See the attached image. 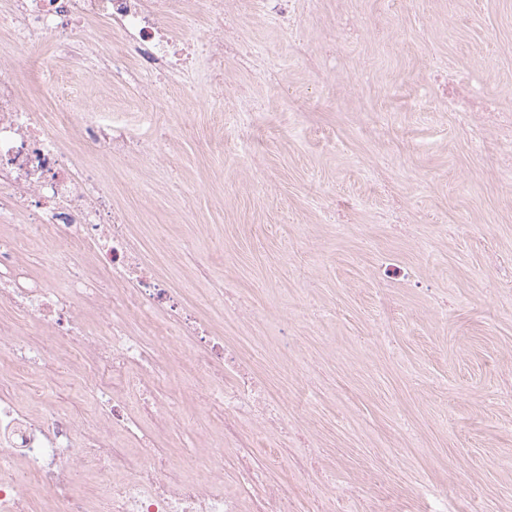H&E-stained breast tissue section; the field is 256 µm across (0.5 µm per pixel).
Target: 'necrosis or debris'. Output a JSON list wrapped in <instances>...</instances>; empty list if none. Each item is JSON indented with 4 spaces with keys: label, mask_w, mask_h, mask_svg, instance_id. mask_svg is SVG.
Segmentation results:
<instances>
[{
    "label": "necrosis or debris",
    "mask_w": 512,
    "mask_h": 512,
    "mask_svg": "<svg viewBox=\"0 0 512 512\" xmlns=\"http://www.w3.org/2000/svg\"><path fill=\"white\" fill-rule=\"evenodd\" d=\"M228 18L224 0H12L0 9V224L13 228L0 234V512H241L245 497L253 512H389L346 493L303 504L275 483L295 435L287 397L265 388L208 303L148 271L110 183L82 157L88 144L140 155L136 136L115 112L81 113L69 130L53 126L42 100L21 99L11 76L13 48L36 41L77 69L126 54L129 68L148 76L152 98L174 108L171 80L193 79L200 65L223 84ZM99 24L112 33L111 47L100 46ZM439 93L461 120L480 107L490 121L499 117L497 101L470 74ZM36 244L53 253L58 281L18 276ZM35 370L43 382L31 387ZM64 374L79 400L60 397ZM189 392L224 427L215 446L198 449L183 431ZM245 421L255 427L247 437ZM230 451L239 480L232 493L224 490ZM93 473L100 479L89 497L76 484Z\"/></svg>",
    "instance_id": "obj_1"
}]
</instances>
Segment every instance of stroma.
<instances>
[{
  "label": "stroma",
  "instance_id": "1",
  "mask_svg": "<svg viewBox=\"0 0 512 512\" xmlns=\"http://www.w3.org/2000/svg\"><path fill=\"white\" fill-rule=\"evenodd\" d=\"M298 53L260 0L240 11L250 63L224 60V99L256 113L247 144L199 84L184 112L137 129L155 158L104 157L112 205L145 260L203 296L224 286L273 314L261 336L225 308L224 335L257 353L270 390L295 396L285 352L315 366L318 399L289 415L340 487L428 512V485L463 512H512V173L471 144L457 114L413 112L433 73L474 72L512 110V0H297ZM52 46L14 56L24 95L54 111L129 112L140 92L75 73ZM276 69L278 81L267 78ZM360 197L364 207L337 210ZM174 240L194 251L171 254ZM406 279L381 290V267Z\"/></svg>",
  "mask_w": 512,
  "mask_h": 512
}]
</instances>
